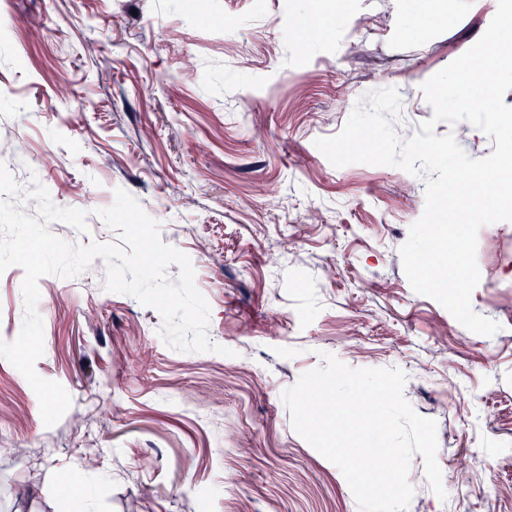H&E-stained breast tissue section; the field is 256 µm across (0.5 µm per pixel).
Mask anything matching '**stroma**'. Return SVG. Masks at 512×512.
I'll return each instance as SVG.
<instances>
[{"mask_svg":"<svg viewBox=\"0 0 512 512\" xmlns=\"http://www.w3.org/2000/svg\"><path fill=\"white\" fill-rule=\"evenodd\" d=\"M0 0V152L61 208L86 211V245L119 243L100 217L116 189L187 255L230 355L180 352L156 310L107 291L95 258L39 281L37 373L72 405L45 426L0 359V512H359L341 470L293 428L282 400L329 353L397 367L437 423L446 498L413 454L408 512H512V221L478 233L472 333L416 293L400 247L425 175L334 167L315 145L369 91L396 88L401 138L433 111L422 84L485 32L498 0ZM432 16L414 25L418 10ZM468 156L495 148L438 123ZM24 271L0 274V340L19 335Z\"/></svg>","mask_w":512,"mask_h":512,"instance_id":"1","label":"stroma"}]
</instances>
